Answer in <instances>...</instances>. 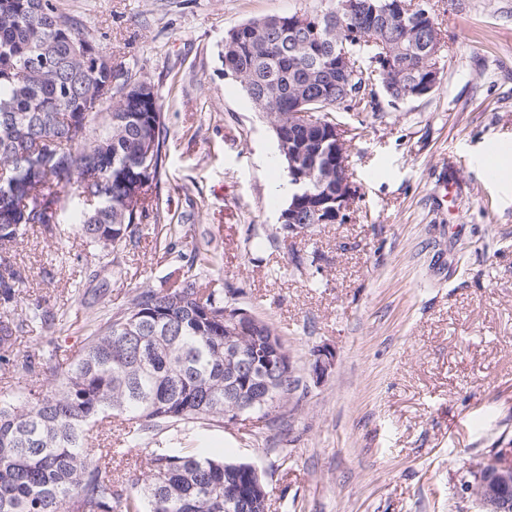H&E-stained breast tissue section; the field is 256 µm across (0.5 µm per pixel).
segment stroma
I'll return each mask as SVG.
<instances>
[{
  "label": "stroma",
  "mask_w": 512,
  "mask_h": 512,
  "mask_svg": "<svg viewBox=\"0 0 512 512\" xmlns=\"http://www.w3.org/2000/svg\"><path fill=\"white\" fill-rule=\"evenodd\" d=\"M114 68L154 86L169 127L161 184L166 243L144 224L112 257L74 234L30 229L14 255L26 298L65 313L46 339L18 337L17 359L55 341L80 346L84 295L106 286L113 311L178 284L181 256H221L204 287L273 323L300 386L284 421L201 428L198 445L255 465L267 512H482L480 463L512 447V169L487 182L478 161L512 158V0H436L445 40L434 94L344 104L355 189L349 218L283 239L274 195L282 160L271 125L224 72V38L253 19L316 14L328 0H54ZM306 261L295 265L292 257ZM82 284L83 295L73 287ZM334 363L321 380L317 346Z\"/></svg>",
  "instance_id": "stroma-1"
}]
</instances>
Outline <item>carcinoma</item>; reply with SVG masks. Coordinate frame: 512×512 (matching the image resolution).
Here are the masks:
<instances>
[{
  "label": "carcinoma",
  "instance_id": "1",
  "mask_svg": "<svg viewBox=\"0 0 512 512\" xmlns=\"http://www.w3.org/2000/svg\"><path fill=\"white\" fill-rule=\"evenodd\" d=\"M334 0L321 15L268 16L227 32L224 70L272 125L288 183L281 214L297 224L336 223V117L346 73L384 71L377 80L392 101L413 91L435 58L405 38L401 15L420 31L436 27L428 5L411 0H357L355 14ZM344 42L351 67L336 56ZM92 36L52 0H0V364L38 370L50 390L20 398L0 393V512H253L246 496L267 488L247 464L198 448L184 451L198 425L222 428L237 417L228 391L263 394L267 340L281 350L278 379L263 404L243 411L273 427L300 380L288 373V349L274 326L253 324L224 348V313L237 305L199 284L194 270L214 260L194 246L174 288L143 290L121 312L86 317L82 344L67 364L47 352L15 359L17 335L63 320L24 302L25 278L12 261L30 228L53 238L74 213L75 234L108 256L136 243L139 226L160 222L159 199L168 126L151 84L98 63ZM310 113V120L294 116ZM150 445L146 470L112 477L101 437L112 421Z\"/></svg>",
  "mask_w": 512,
  "mask_h": 512
}]
</instances>
